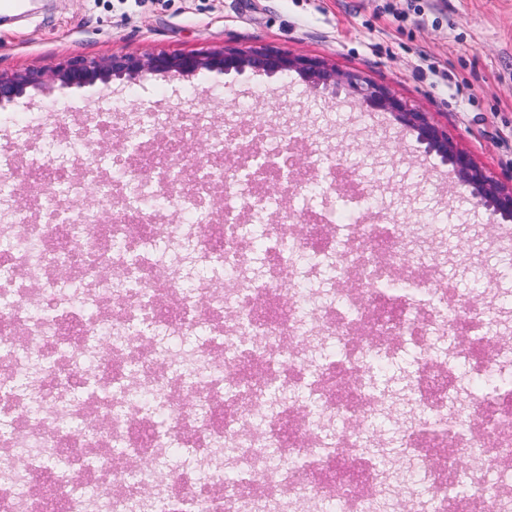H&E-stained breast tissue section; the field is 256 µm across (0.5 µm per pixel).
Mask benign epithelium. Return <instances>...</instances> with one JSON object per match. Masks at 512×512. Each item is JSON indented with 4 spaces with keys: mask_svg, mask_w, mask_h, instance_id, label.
<instances>
[{
    "mask_svg": "<svg viewBox=\"0 0 512 512\" xmlns=\"http://www.w3.org/2000/svg\"><path fill=\"white\" fill-rule=\"evenodd\" d=\"M201 71L238 74L252 71L268 76L296 74L315 96L356 98L367 111L385 112L399 125L416 132L424 152L437 153L451 166L459 185L469 191L473 205L490 210L491 223H496L499 216L512 218V183L504 184L488 175L468 152L432 122L423 108L408 104L387 87L370 84L358 75L337 69L324 58L251 48L186 54L117 52L48 69L0 71V110L29 88L40 91L54 86L84 88L98 82L108 84L114 79L133 83L158 75L184 78Z\"/></svg>",
    "mask_w": 512,
    "mask_h": 512,
    "instance_id": "benign-epithelium-1",
    "label": "benign epithelium"
}]
</instances>
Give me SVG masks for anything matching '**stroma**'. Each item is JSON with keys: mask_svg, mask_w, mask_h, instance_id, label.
<instances>
[{"mask_svg": "<svg viewBox=\"0 0 512 512\" xmlns=\"http://www.w3.org/2000/svg\"><path fill=\"white\" fill-rule=\"evenodd\" d=\"M0 20V70L54 66L115 52L192 53L217 45L321 56L390 87L501 181L512 180V0H29ZM178 113L254 112L289 127L299 168L328 156L366 178L394 220L422 213L447 227L446 244L474 250L490 288L512 295V257L481 248L489 212L444 184L450 167L420 149L413 131L381 112L312 95L297 76L201 72L189 78L121 80L82 89L27 92L17 115L70 116L103 106Z\"/></svg>", "mask_w": 512, "mask_h": 512, "instance_id": "1", "label": "stroma"}]
</instances>
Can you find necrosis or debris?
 <instances>
[{"mask_svg":"<svg viewBox=\"0 0 512 512\" xmlns=\"http://www.w3.org/2000/svg\"><path fill=\"white\" fill-rule=\"evenodd\" d=\"M11 125L0 512H512V386L454 379L461 365L511 377L512 343L497 293L476 303L449 278L435 225L390 223L364 182L327 162L298 175L263 125L215 112H87L36 133L1 112ZM200 140L208 153L185 152ZM339 177L350 223L324 202L288 210ZM274 207L254 259L251 225ZM409 353L400 415L372 360ZM383 415L399 422L389 467L369 452Z\"/></svg>","mask_w":512,"mask_h":512,"instance_id":"necrosis-or-debris-1","label":"necrosis or debris"}]
</instances>
